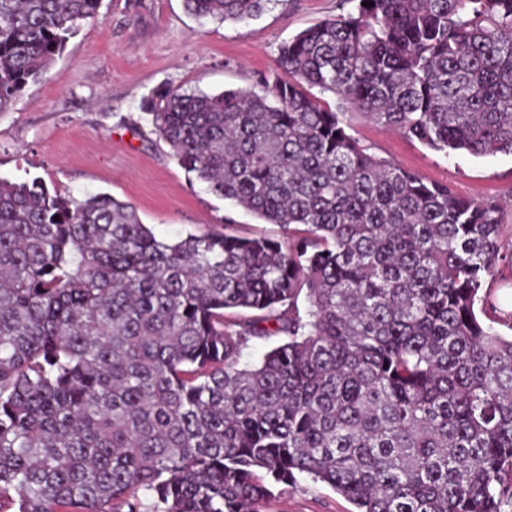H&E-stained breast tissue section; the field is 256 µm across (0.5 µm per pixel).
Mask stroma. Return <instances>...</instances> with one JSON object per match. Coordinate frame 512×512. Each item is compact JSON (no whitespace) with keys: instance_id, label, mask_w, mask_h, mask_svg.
Masks as SVG:
<instances>
[{"instance_id":"obj_1","label":"stroma","mask_w":512,"mask_h":512,"mask_svg":"<svg viewBox=\"0 0 512 512\" xmlns=\"http://www.w3.org/2000/svg\"><path fill=\"white\" fill-rule=\"evenodd\" d=\"M351 0H270L245 22L189 14L183 0H102L63 53L0 111V177L40 179L52 193H107L132 204L158 238L237 225L240 235L279 236L277 225L214 194L179 166L141 102L160 88L218 93L255 87L278 70L280 44L351 10ZM367 151L462 197L500 206L502 245L512 251V154H445L356 115ZM265 512H354L308 477L278 486Z\"/></svg>"}]
</instances>
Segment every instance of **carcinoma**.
Segmentation results:
<instances>
[{
    "instance_id": "carcinoma-1",
    "label": "carcinoma",
    "mask_w": 512,
    "mask_h": 512,
    "mask_svg": "<svg viewBox=\"0 0 512 512\" xmlns=\"http://www.w3.org/2000/svg\"><path fill=\"white\" fill-rule=\"evenodd\" d=\"M269 2L184 0L224 22ZM355 2L258 92L141 104L280 238L159 239L107 193L0 179V512H263L299 475L356 512H512V335L481 321L499 207L367 153L349 113L512 154V0ZM99 5L0 0V111Z\"/></svg>"
}]
</instances>
